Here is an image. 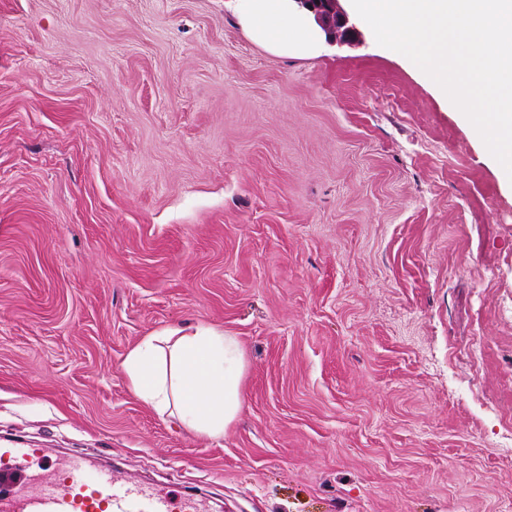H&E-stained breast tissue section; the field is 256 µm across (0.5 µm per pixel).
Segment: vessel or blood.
Wrapping results in <instances>:
<instances>
[{"label": "vessel or blood", "mask_w": 512, "mask_h": 512, "mask_svg": "<svg viewBox=\"0 0 512 512\" xmlns=\"http://www.w3.org/2000/svg\"><path fill=\"white\" fill-rule=\"evenodd\" d=\"M45 448H0V512H199L194 499L175 500L134 477L99 471L71 459L47 476L31 473V461L49 458Z\"/></svg>", "instance_id": "1"}]
</instances>
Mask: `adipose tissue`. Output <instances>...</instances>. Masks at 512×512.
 Listing matches in <instances>:
<instances>
[{
  "label": "adipose tissue",
  "instance_id": "adipose-tissue-1",
  "mask_svg": "<svg viewBox=\"0 0 512 512\" xmlns=\"http://www.w3.org/2000/svg\"><path fill=\"white\" fill-rule=\"evenodd\" d=\"M237 9L256 42L283 54L313 49L325 37L313 14L294 0H237ZM122 369L135 396L198 434L223 436L242 409L243 349L237 337L211 325L143 337Z\"/></svg>",
  "mask_w": 512,
  "mask_h": 512
}]
</instances>
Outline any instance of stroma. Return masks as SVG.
I'll return each instance as SVG.
<instances>
[{"label": "stroma", "mask_w": 512, "mask_h": 512, "mask_svg": "<svg viewBox=\"0 0 512 512\" xmlns=\"http://www.w3.org/2000/svg\"><path fill=\"white\" fill-rule=\"evenodd\" d=\"M245 356L203 437L144 336ZM512 179L365 26L280 54L235 0H0V443L208 512H512ZM122 369L135 396L198 434L222 437L242 409L243 349L237 337L211 325L144 336Z\"/></svg>", "instance_id": "obj_1"}]
</instances>
